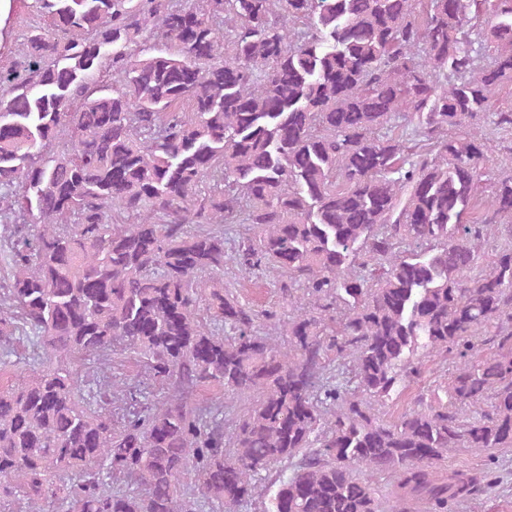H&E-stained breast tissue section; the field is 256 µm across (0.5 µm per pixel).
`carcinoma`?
<instances>
[{"mask_svg":"<svg viewBox=\"0 0 512 512\" xmlns=\"http://www.w3.org/2000/svg\"><path fill=\"white\" fill-rule=\"evenodd\" d=\"M33 7L49 28L0 29V497L457 512L487 491L439 462L512 448V245L479 265L512 237L483 132L512 134V0ZM226 224L248 225L228 247ZM227 264L276 271L288 321L224 290ZM424 353L448 383L378 417Z\"/></svg>","mask_w":512,"mask_h":512,"instance_id":"cac0c4a2","label":"carcinoma"}]
</instances>
